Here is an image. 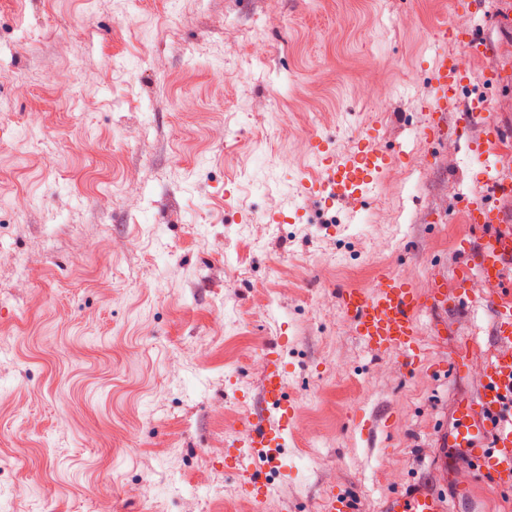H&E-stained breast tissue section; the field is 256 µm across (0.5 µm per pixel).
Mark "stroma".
Returning <instances> with one entry per match:
<instances>
[{"label": "stroma", "instance_id": "35a3bbf8", "mask_svg": "<svg viewBox=\"0 0 512 512\" xmlns=\"http://www.w3.org/2000/svg\"><path fill=\"white\" fill-rule=\"evenodd\" d=\"M483 2L494 53L464 65L512 73V0ZM452 18L451 0H0V512H328L333 491L372 512L447 472L463 504L512 512L439 439L478 388L448 373L455 344L498 353L486 289L441 338L420 315L411 369L336 302L384 272L427 292L475 234L458 200L481 167L418 135ZM312 139L388 156L357 223L292 193ZM272 349L294 443L260 502L224 441Z\"/></svg>", "mask_w": 512, "mask_h": 512}]
</instances>
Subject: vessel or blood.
Returning a JSON list of instances; mask_svg holds the SVG:
<instances>
[{"instance_id":"obj_1","label":"vessel or blood","mask_w":512,"mask_h":512,"mask_svg":"<svg viewBox=\"0 0 512 512\" xmlns=\"http://www.w3.org/2000/svg\"><path fill=\"white\" fill-rule=\"evenodd\" d=\"M437 43H454L461 52L473 56L492 53L490 42L478 24L460 28L448 24L433 33ZM423 69L429 74L432 96L423 101L426 114L425 135L432 142H459L471 126L482 129V136L463 163L479 159L486 171L485 197L461 196L459 205L467 223L478 231L476 243H464L462 258L453 270L455 286L481 282L492 297L495 317L493 334L501 345L494 362L477 371L479 391L476 396L457 402L456 423L447 431L445 444L465 453L475 474L491 472L503 483H512V414L503 410L506 395H512V225L505 223L499 202L512 198V170L501 160L505 130L498 122L487 119V100L492 90L506 81L496 67H488L480 81H473L461 67L458 54L435 52ZM461 103L455 122H448L444 106L450 101ZM317 177L298 182L295 192L306 198L322 196L369 201L377 182L374 174L381 166L377 156L360 151L335 155L327 142L310 145ZM447 282L436 279L428 294L408 288L405 278L392 273L381 274L371 291L358 288L339 289L337 304L349 325L367 350L379 355L400 356L412 365L420 355L419 323L421 312L451 307H468L466 296L448 294ZM287 383L276 364H269L262 383L258 409L251 414L242 434L232 438V456L238 476L247 491L264 499L270 489L261 478L262 469L276 471L287 479L284 462L288 446L291 410L285 399ZM379 512H455L429 488L418 485L400 487L389 493Z\"/></svg>"}]
</instances>
